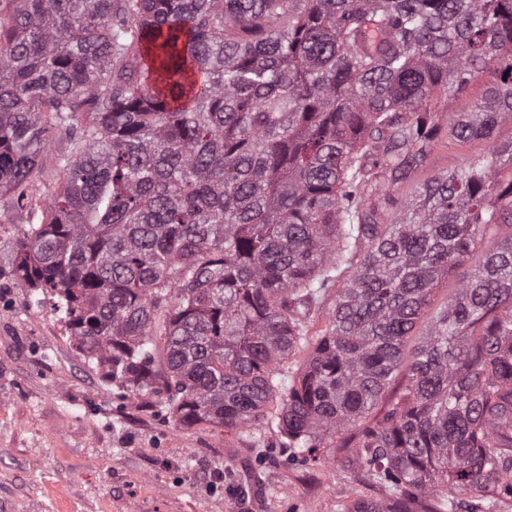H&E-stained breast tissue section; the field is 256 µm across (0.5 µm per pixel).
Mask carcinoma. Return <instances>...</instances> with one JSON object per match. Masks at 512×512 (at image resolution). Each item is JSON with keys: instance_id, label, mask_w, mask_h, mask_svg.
I'll use <instances>...</instances> for the list:
<instances>
[{"instance_id": "obj_1", "label": "carcinoma", "mask_w": 512, "mask_h": 512, "mask_svg": "<svg viewBox=\"0 0 512 512\" xmlns=\"http://www.w3.org/2000/svg\"><path fill=\"white\" fill-rule=\"evenodd\" d=\"M479 78L470 111L442 110ZM508 122L512 0L0 3V197L24 209L35 171L63 176L13 274L181 426L245 428L277 397L284 447L313 461L357 430L388 498L348 512L512 502ZM444 137L488 152L399 196ZM470 265V264H469ZM465 266L461 269L454 271L452 274L448 276V280H443L438 289L434 293V300L432 302L431 307L426 311L422 320L416 325V328L412 332V336L408 342L409 347L411 348L413 345H416L419 338L421 337L422 332L425 331L426 327V318L436 311V309L442 305L450 295L455 293L458 282L463 279L466 275L468 266ZM423 321V322H422Z\"/></svg>"}]
</instances>
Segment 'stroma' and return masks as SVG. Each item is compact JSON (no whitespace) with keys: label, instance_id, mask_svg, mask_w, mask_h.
Here are the masks:
<instances>
[{"label":"stroma","instance_id":"35a3bbf8","mask_svg":"<svg viewBox=\"0 0 512 512\" xmlns=\"http://www.w3.org/2000/svg\"><path fill=\"white\" fill-rule=\"evenodd\" d=\"M474 141L436 143L408 196ZM0 226V512H346L387 491L357 464L355 446L309 464L282 448L267 417L227 430L170 422L164 398L131 395L79 352L51 296L12 272L26 214Z\"/></svg>","mask_w":512,"mask_h":512}]
</instances>
